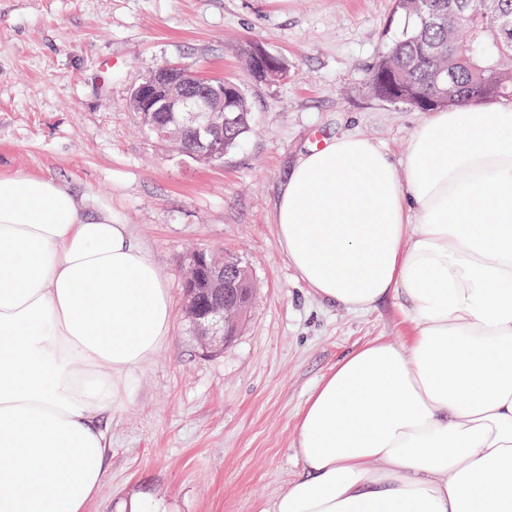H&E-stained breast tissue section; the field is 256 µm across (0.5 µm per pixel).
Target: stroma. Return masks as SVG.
<instances>
[{
    "label": "stroma",
    "mask_w": 512,
    "mask_h": 512,
    "mask_svg": "<svg viewBox=\"0 0 512 512\" xmlns=\"http://www.w3.org/2000/svg\"><path fill=\"white\" fill-rule=\"evenodd\" d=\"M393 0H0V174L93 195L152 255L171 333L104 415L106 478L88 512L145 495L161 512H272L302 472L298 422L336 364L411 334L388 298L353 312L314 295L281 253L274 214L300 153L359 133L401 159L426 113L368 89ZM283 58L254 82L240 50ZM179 64L241 83L252 132L222 163L178 155L126 101ZM239 258L255 283L237 336L207 354L183 288L193 250Z\"/></svg>",
    "instance_id": "stroma-1"
}]
</instances>
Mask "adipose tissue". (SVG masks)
<instances>
[{"label":"adipose tissue","mask_w":512,"mask_h":512,"mask_svg":"<svg viewBox=\"0 0 512 512\" xmlns=\"http://www.w3.org/2000/svg\"><path fill=\"white\" fill-rule=\"evenodd\" d=\"M280 251L353 311L400 301L307 400L273 512H512V103L433 113L401 161L356 133L302 153ZM172 326L167 284L108 206L0 174V512H87L99 419Z\"/></svg>","instance_id":"adipose-tissue-1"}]
</instances>
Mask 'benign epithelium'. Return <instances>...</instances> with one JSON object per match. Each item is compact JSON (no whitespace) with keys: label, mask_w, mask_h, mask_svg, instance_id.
<instances>
[{"label":"benign epithelium","mask_w":512,"mask_h":512,"mask_svg":"<svg viewBox=\"0 0 512 512\" xmlns=\"http://www.w3.org/2000/svg\"><path fill=\"white\" fill-rule=\"evenodd\" d=\"M131 98L136 111L148 117L149 125L160 131L163 127L158 124L159 114L180 115L179 123L166 135L175 142L179 131L189 132L191 139L184 153H224V82H213L192 70L168 65L153 71L134 87ZM211 270L219 287L212 289L213 298L207 309L193 318L206 349L232 340L248 293L235 280V266L213 261Z\"/></svg>","instance_id":"1"}]
</instances>
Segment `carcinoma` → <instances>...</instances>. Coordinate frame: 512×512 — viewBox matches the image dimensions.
<instances>
[{"label":"carcinoma","instance_id":"cac0c4a2","mask_svg":"<svg viewBox=\"0 0 512 512\" xmlns=\"http://www.w3.org/2000/svg\"><path fill=\"white\" fill-rule=\"evenodd\" d=\"M393 15L403 21L370 73L372 94L419 110L455 104L512 99V0H498L485 11L480 0H394ZM259 44L242 49L245 67L256 82L274 81L284 64L270 66L258 55ZM224 152L251 132L250 102L241 84L224 80Z\"/></svg>","mask_w":512,"mask_h":512}]
</instances>
